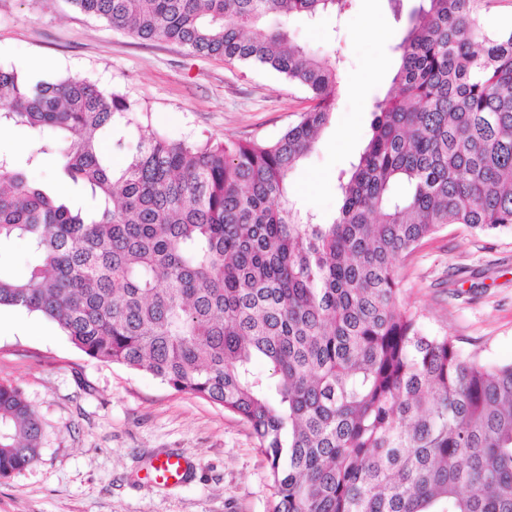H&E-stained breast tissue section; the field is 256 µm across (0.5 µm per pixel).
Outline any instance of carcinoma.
Segmentation results:
<instances>
[{
  "instance_id": "1",
  "label": "carcinoma",
  "mask_w": 512,
  "mask_h": 512,
  "mask_svg": "<svg viewBox=\"0 0 512 512\" xmlns=\"http://www.w3.org/2000/svg\"><path fill=\"white\" fill-rule=\"evenodd\" d=\"M482 1L412 11L325 222L288 187L334 113L340 59L292 43L286 22L348 0H68L138 39L272 70L310 105L274 141L130 144L118 122L140 120L120 91L0 66V125L34 133L0 154V249L31 255L21 277L0 256V307L247 423L272 512H512V362L463 355L400 299L399 264L425 240L512 225V28L485 29ZM49 156L89 204L32 178ZM41 439L0 383V476L36 462Z\"/></svg>"
}]
</instances>
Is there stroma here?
I'll return each mask as SVG.
<instances>
[{
    "instance_id": "35a3bbf8",
    "label": "stroma",
    "mask_w": 512,
    "mask_h": 512,
    "mask_svg": "<svg viewBox=\"0 0 512 512\" xmlns=\"http://www.w3.org/2000/svg\"><path fill=\"white\" fill-rule=\"evenodd\" d=\"M390 0H349L342 16L297 18L295 43L336 51L354 77L383 69L361 97L340 89L316 150L294 171L290 196L331 221L337 177L370 133L372 102L388 88L407 14ZM387 30L367 29L369 10ZM0 64L30 79L80 75L116 88L153 129L175 139H274L307 107L306 94L262 68L142 41L86 16L69 0H0ZM402 300L426 332L448 335L463 354L512 361V227L477 233L449 225L401 264ZM0 381L19 385L43 422L38 461L0 477V512H270L269 463L247 424L223 407L151 375L99 362L47 319L0 308ZM181 452L192 461L182 487L151 484L150 460Z\"/></svg>"
}]
</instances>
